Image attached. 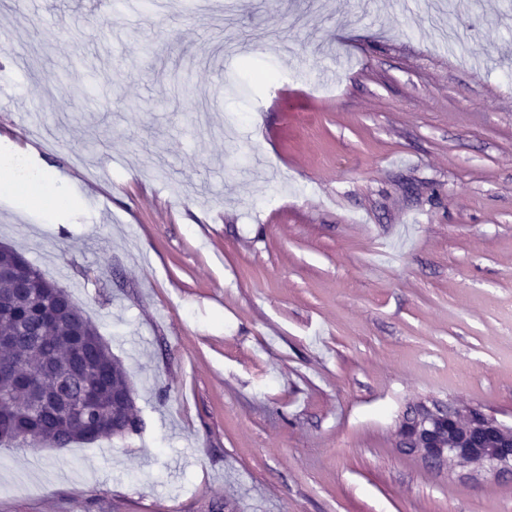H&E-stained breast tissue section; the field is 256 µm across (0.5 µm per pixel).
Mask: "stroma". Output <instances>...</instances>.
Wrapping results in <instances>:
<instances>
[{"instance_id":"stroma-1","label":"stroma","mask_w":512,"mask_h":512,"mask_svg":"<svg viewBox=\"0 0 512 512\" xmlns=\"http://www.w3.org/2000/svg\"><path fill=\"white\" fill-rule=\"evenodd\" d=\"M0 0V244L127 369L140 433L0 444V512H512L396 446L512 424V0ZM23 150L15 143L0 138V191L9 195L20 193L16 186L13 171L9 165V159L18 155Z\"/></svg>"}]
</instances>
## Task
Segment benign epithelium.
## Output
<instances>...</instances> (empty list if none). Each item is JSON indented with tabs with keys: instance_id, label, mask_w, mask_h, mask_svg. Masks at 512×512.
<instances>
[{
	"instance_id": "7a95c632",
	"label": "benign epithelium",
	"mask_w": 512,
	"mask_h": 512,
	"mask_svg": "<svg viewBox=\"0 0 512 512\" xmlns=\"http://www.w3.org/2000/svg\"><path fill=\"white\" fill-rule=\"evenodd\" d=\"M62 383L60 376L45 379L42 407L53 410L60 425L80 428L86 413L98 406L97 395L87 390L69 396L61 391ZM396 437L402 452L421 457L433 468L453 462L493 473L512 469V425L479 407L419 402L399 422Z\"/></svg>"
}]
</instances>
